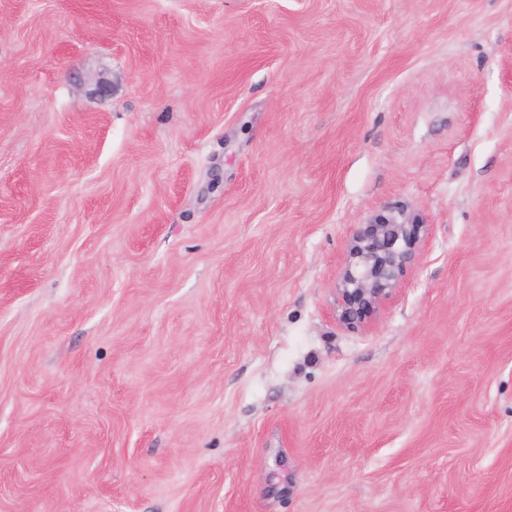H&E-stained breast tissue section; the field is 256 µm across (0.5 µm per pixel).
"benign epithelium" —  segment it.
<instances>
[{
  "label": "benign epithelium",
  "instance_id": "7a95c632",
  "mask_svg": "<svg viewBox=\"0 0 512 512\" xmlns=\"http://www.w3.org/2000/svg\"><path fill=\"white\" fill-rule=\"evenodd\" d=\"M429 233L425 217L400 203L354 225L336 280V321L359 330L369 316L386 309L404 273L418 263Z\"/></svg>",
  "mask_w": 512,
  "mask_h": 512
}]
</instances>
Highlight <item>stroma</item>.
<instances>
[{
	"label": "stroma",
	"mask_w": 512,
	"mask_h": 512,
	"mask_svg": "<svg viewBox=\"0 0 512 512\" xmlns=\"http://www.w3.org/2000/svg\"><path fill=\"white\" fill-rule=\"evenodd\" d=\"M0 512H512V0H0ZM430 226L421 213L400 203L354 225L336 280L335 315L341 326L362 329L370 315L395 300L404 273L420 259Z\"/></svg>",
	"instance_id": "stroma-1"
}]
</instances>
